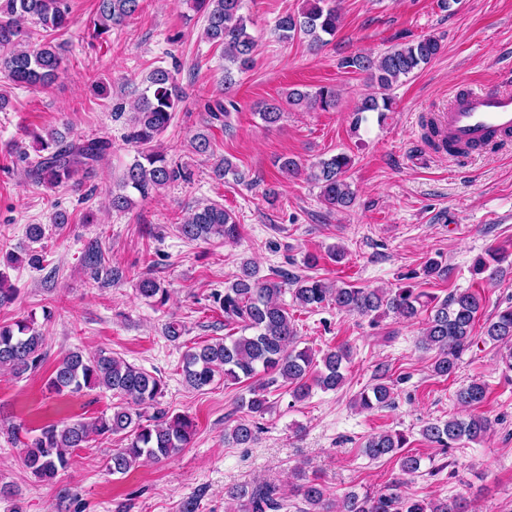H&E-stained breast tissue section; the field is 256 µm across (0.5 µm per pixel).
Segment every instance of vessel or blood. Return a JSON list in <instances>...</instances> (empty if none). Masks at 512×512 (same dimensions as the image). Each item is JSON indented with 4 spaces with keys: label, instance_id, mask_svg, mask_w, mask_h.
Instances as JSON below:
<instances>
[{
    "label": "vessel or blood",
    "instance_id": "vessel-or-blood-1",
    "mask_svg": "<svg viewBox=\"0 0 512 512\" xmlns=\"http://www.w3.org/2000/svg\"><path fill=\"white\" fill-rule=\"evenodd\" d=\"M439 121L453 146L483 148L512 133V92L469 88L455 97Z\"/></svg>",
    "mask_w": 512,
    "mask_h": 512
}]
</instances>
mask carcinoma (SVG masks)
<instances>
[{
  "instance_id": "1",
  "label": "carcinoma",
  "mask_w": 512,
  "mask_h": 512,
  "mask_svg": "<svg viewBox=\"0 0 512 512\" xmlns=\"http://www.w3.org/2000/svg\"><path fill=\"white\" fill-rule=\"evenodd\" d=\"M140 6L141 0H96L94 37L100 38L126 24L138 14ZM193 7L205 18L204 37L223 46L224 98L205 103L210 117L220 120L236 109L232 100L236 76L252 67L256 38L248 30L250 19L242 14V0H193ZM340 19V0H304L301 9L277 18L274 32L283 43L304 39L309 49L318 51L335 37ZM23 22L36 30H23ZM69 24V0H0V70L17 86L53 82L60 73L64 47L56 36L64 33ZM441 50L439 40L428 36L395 44L380 55L358 52L340 59V68L364 75L374 88L352 111V128L359 129L368 113L384 120L393 109V99L387 91L401 78L430 63ZM183 98L184 92L170 70L156 67L151 71L148 86L134 105L126 135L137 156L110 193L113 210L129 209L132 193L145 199L173 182L190 179L186 169L171 164L157 147ZM338 102L339 93L334 86H320L313 92L292 89L285 97L289 107L309 111L327 112ZM283 105L264 104L259 112L261 120L269 126L279 123L284 115ZM34 140L39 144L35 157L23 153L26 174L34 183L50 187L67 183L81 172L88 173L107 157L111 148L104 139H70L59 131L44 137L36 134ZM350 164V158L339 153L307 167V178L320 189L322 200L332 209L349 208L355 202V192L346 177ZM179 233L185 239L204 242L214 238L234 241L240 235L235 218L216 203L192 206L189 216L179 225ZM277 276L276 280L265 278L253 262H241L224 292L215 297L216 304L224 310V324L240 325L241 335L190 347L182 357L183 380L193 389H202L218 377L224 378L226 384L250 382L238 405L246 417L236 419L224 434V440L237 448L254 442L260 430L257 419L274 408L269 399L271 387L285 388L293 400L302 401L314 388L335 391L345 381L344 363L350 359L351 348L340 345L319 359L308 349L298 348L297 329L282 302L286 290H291L298 306L309 310L330 303L348 313L368 315L383 311L411 320L422 308L429 307L420 343L435 351L432 372L446 379L456 374L461 356L471 344L481 309L480 296L468 289L438 301L409 287L384 292L349 284L335 287L323 279H302L285 271ZM136 291L155 304L163 305L167 300V288L150 276L138 280ZM484 336L500 347V362L505 371L512 372V305L486 321ZM44 347L45 337L33 322L18 320L0 325V368L19 374L35 370L45 356ZM261 373L264 379L255 380ZM47 386L58 395L107 390L120 398L121 404L90 423L60 422L41 428L40 434L26 445L22 457L23 466L39 482L53 481L66 471L70 466L69 451L87 447L95 436H123V444L112 450L107 469L113 475H125L144 459L176 455L195 435V424L189 416L172 415L158 401L164 388L161 378L104 350L94 355L70 350L60 355ZM486 397V384L470 381L455 393L457 404L470 410V414L428 422L421 430L422 437L443 450L463 442L481 441L489 422L474 410ZM355 404L365 411L394 404L388 366L378 367L375 383L358 394ZM407 445L403 434L381 432L365 440L362 452L371 460L397 454L401 472L412 476L420 473L422 460L404 451ZM225 496L236 504V512H282L292 507L280 488L266 483L232 485L225 489ZM294 496L302 503L296 512H471L468 501L461 496L430 500L406 497L399 491L397 481L373 494L350 492L336 508L327 498L325 486L316 479H303Z\"/></svg>"
}]
</instances>
